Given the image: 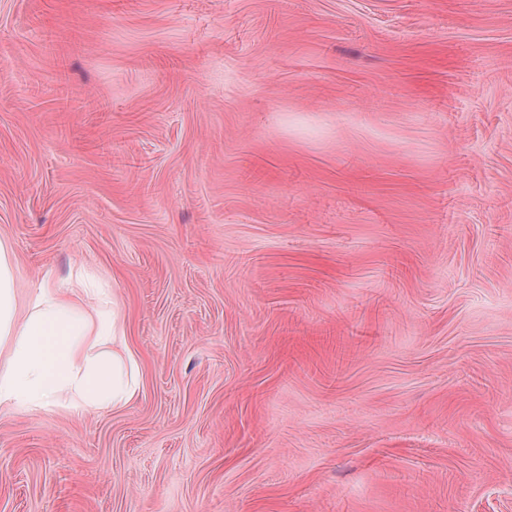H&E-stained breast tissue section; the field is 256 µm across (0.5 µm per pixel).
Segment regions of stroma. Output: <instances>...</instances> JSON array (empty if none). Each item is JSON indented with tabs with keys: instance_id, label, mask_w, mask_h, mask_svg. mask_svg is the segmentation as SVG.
Masks as SVG:
<instances>
[{
	"instance_id": "35a3bbf8",
	"label": "stroma",
	"mask_w": 512,
	"mask_h": 512,
	"mask_svg": "<svg viewBox=\"0 0 512 512\" xmlns=\"http://www.w3.org/2000/svg\"><path fill=\"white\" fill-rule=\"evenodd\" d=\"M0 239L142 380L0 512H512V0H0Z\"/></svg>"
}]
</instances>
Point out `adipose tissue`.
I'll list each match as a JSON object with an SVG mask.
<instances>
[{
    "label": "adipose tissue",
    "mask_w": 512,
    "mask_h": 512,
    "mask_svg": "<svg viewBox=\"0 0 512 512\" xmlns=\"http://www.w3.org/2000/svg\"><path fill=\"white\" fill-rule=\"evenodd\" d=\"M114 291L82 267L44 276L17 308L14 262L0 241V413L121 409L138 396L141 370Z\"/></svg>",
    "instance_id": "obj_1"
}]
</instances>
